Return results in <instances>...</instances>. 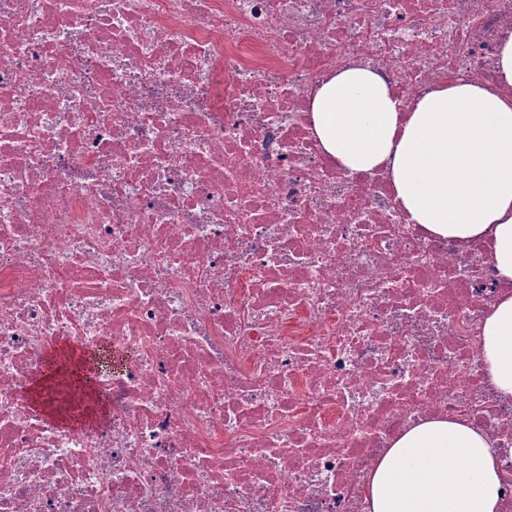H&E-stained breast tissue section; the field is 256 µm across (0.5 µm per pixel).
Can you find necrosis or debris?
<instances>
[{
    "mask_svg": "<svg viewBox=\"0 0 512 512\" xmlns=\"http://www.w3.org/2000/svg\"><path fill=\"white\" fill-rule=\"evenodd\" d=\"M510 32L512 0H0V512H371L436 418L491 437L512 512V282L310 113L360 63L405 114L497 85ZM53 343L122 361L91 428L21 394ZM488 378L499 395L512 398V296L492 308L483 326Z\"/></svg>",
    "mask_w": 512,
    "mask_h": 512,
    "instance_id": "necrosis-or-debris-1",
    "label": "necrosis or debris"
}]
</instances>
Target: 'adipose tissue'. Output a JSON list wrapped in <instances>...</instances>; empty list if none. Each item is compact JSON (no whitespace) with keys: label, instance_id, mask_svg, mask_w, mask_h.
Wrapping results in <instances>:
<instances>
[{"label":"adipose tissue","instance_id":"adipose-tissue-1","mask_svg":"<svg viewBox=\"0 0 512 512\" xmlns=\"http://www.w3.org/2000/svg\"><path fill=\"white\" fill-rule=\"evenodd\" d=\"M498 88L440 86L401 115L385 82L356 65L332 75L311 105L322 149L352 172L387 169L413 223L457 240L492 242L499 278L512 280V34L498 46ZM488 378L512 398V296L483 326ZM501 482L490 438L431 419L398 437L375 467L371 512H497Z\"/></svg>","mask_w":512,"mask_h":512}]
</instances>
